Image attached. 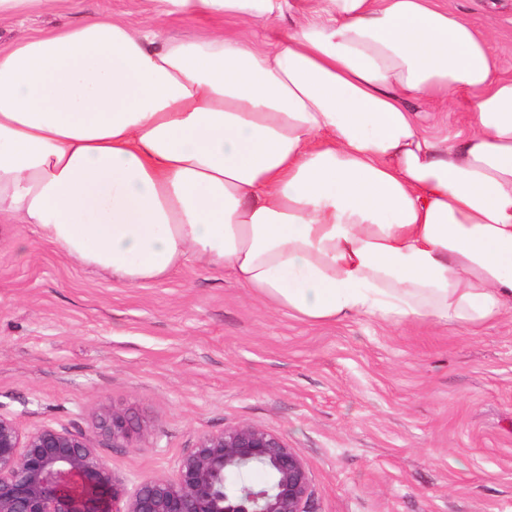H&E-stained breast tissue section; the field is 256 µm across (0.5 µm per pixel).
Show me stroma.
Listing matches in <instances>:
<instances>
[{
  "label": "stroma",
  "instance_id": "1",
  "mask_svg": "<svg viewBox=\"0 0 512 512\" xmlns=\"http://www.w3.org/2000/svg\"><path fill=\"white\" fill-rule=\"evenodd\" d=\"M477 27L512 75V0H442ZM109 12L193 36L205 23L144 12L142 0H52L0 19V46ZM430 135L460 139L463 106L425 108ZM161 432L116 448L102 407ZM0 414L30 431L89 436L129 483L174 476L199 436L251 425L299 449L307 512H512V309L481 327L336 323L275 310L230 271L186 263L129 287L0 224Z\"/></svg>",
  "mask_w": 512,
  "mask_h": 512
}]
</instances>
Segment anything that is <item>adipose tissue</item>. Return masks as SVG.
Here are the masks:
<instances>
[{
	"instance_id": "ef3b65f1",
	"label": "adipose tissue",
	"mask_w": 512,
	"mask_h": 512,
	"mask_svg": "<svg viewBox=\"0 0 512 512\" xmlns=\"http://www.w3.org/2000/svg\"><path fill=\"white\" fill-rule=\"evenodd\" d=\"M0 48V222L127 286L188 262L315 323L512 302V76L438 0H146ZM466 98L471 131L412 105ZM426 112L425 128L430 135L450 140L461 139L467 135L471 126V114L464 106L451 112H440L435 105L420 107Z\"/></svg>"
}]
</instances>
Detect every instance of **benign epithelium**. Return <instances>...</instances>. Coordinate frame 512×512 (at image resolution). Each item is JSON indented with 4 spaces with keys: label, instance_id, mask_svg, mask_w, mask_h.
<instances>
[{
    "label": "benign epithelium",
    "instance_id": "7a95c632",
    "mask_svg": "<svg viewBox=\"0 0 512 512\" xmlns=\"http://www.w3.org/2000/svg\"><path fill=\"white\" fill-rule=\"evenodd\" d=\"M98 429L114 448H157L162 439L111 406ZM254 470L263 483L238 481ZM309 495L300 452L250 425L200 436L174 476L130 488L86 435L52 425L24 433L0 415V512H307Z\"/></svg>",
    "mask_w": 512,
    "mask_h": 512
}]
</instances>
